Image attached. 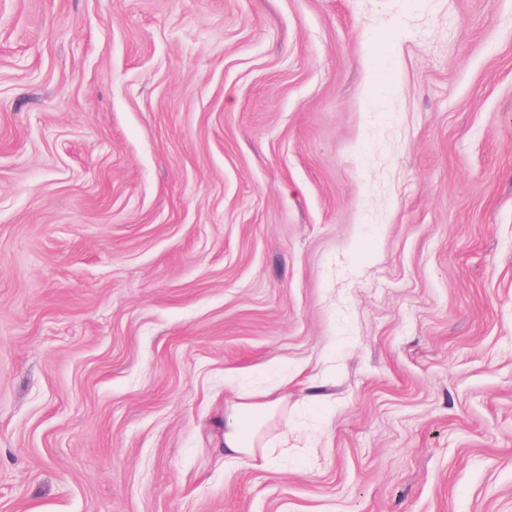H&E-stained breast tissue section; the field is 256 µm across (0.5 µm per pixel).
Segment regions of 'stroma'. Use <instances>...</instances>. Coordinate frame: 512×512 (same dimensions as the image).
Masks as SVG:
<instances>
[{
  "instance_id": "obj_1",
  "label": "stroma",
  "mask_w": 512,
  "mask_h": 512,
  "mask_svg": "<svg viewBox=\"0 0 512 512\" xmlns=\"http://www.w3.org/2000/svg\"><path fill=\"white\" fill-rule=\"evenodd\" d=\"M0 512H512V0H0ZM238 398V402L224 408V464L258 458L267 461L270 446L264 441L262 427L281 406L288 404V394L270 400L250 394H240Z\"/></svg>"
}]
</instances>
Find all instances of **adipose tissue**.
I'll use <instances>...</instances> for the list:
<instances>
[{"label":"adipose tissue","mask_w":512,"mask_h":512,"mask_svg":"<svg viewBox=\"0 0 512 512\" xmlns=\"http://www.w3.org/2000/svg\"><path fill=\"white\" fill-rule=\"evenodd\" d=\"M287 395L260 400L250 394L240 395L238 402L224 411V461L235 464L243 460L267 459L268 444L262 434L264 423L286 405Z\"/></svg>","instance_id":"ef3b65f1"}]
</instances>
